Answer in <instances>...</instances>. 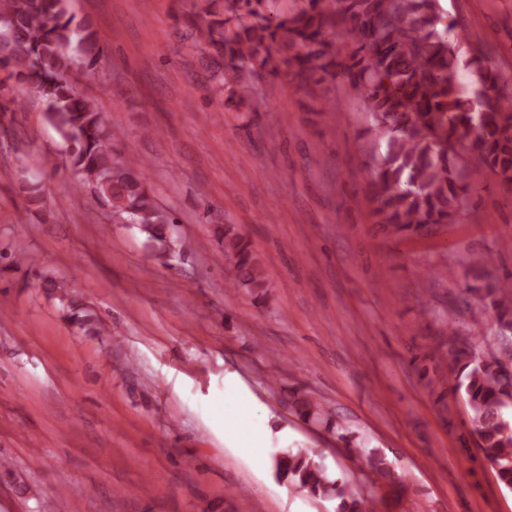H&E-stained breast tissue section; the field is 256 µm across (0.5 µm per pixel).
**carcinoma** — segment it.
I'll return each instance as SVG.
<instances>
[{
    "label": "carcinoma",
    "mask_w": 512,
    "mask_h": 512,
    "mask_svg": "<svg viewBox=\"0 0 512 512\" xmlns=\"http://www.w3.org/2000/svg\"><path fill=\"white\" fill-rule=\"evenodd\" d=\"M0 38L11 44L0 70L35 83L48 102L47 120L69 141L66 165L79 172V189L107 178L119 196L117 215L137 224L148 239L167 243L176 223L151 188L133 177L146 160L119 148L122 131L104 122L96 102L79 95L73 71L89 79L100 52L96 32L74 23L65 0H0ZM438 0H216L193 21L199 47L223 60L222 79L236 89L224 101L239 108L258 71L283 74L288 83L311 86L341 80L364 100L387 138V150L371 182L369 204L379 223L394 232L416 231L457 220L468 186L450 154L467 142L471 161L502 183H512V79L485 64L482 51L465 61L472 81L455 82L459 43L440 27ZM340 39L345 48L334 47ZM224 253L239 271L237 283L257 299L267 294L264 267L249 239L227 224ZM511 280L486 281L468 291L512 326ZM436 368L454 378L470 410L478 450L512 488V424L503 409L512 405V375L482 361L472 342L455 330L436 348ZM304 418L321 415L322 405L291 397ZM277 472L315 496L339 500V512H378L365 496L332 480L316 454L300 450L277 460Z\"/></svg>",
    "instance_id": "1"
}]
</instances>
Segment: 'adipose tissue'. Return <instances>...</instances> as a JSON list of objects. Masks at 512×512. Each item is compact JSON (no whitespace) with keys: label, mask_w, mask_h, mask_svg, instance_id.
<instances>
[{"label":"adipose tissue","mask_w":512,"mask_h":512,"mask_svg":"<svg viewBox=\"0 0 512 512\" xmlns=\"http://www.w3.org/2000/svg\"><path fill=\"white\" fill-rule=\"evenodd\" d=\"M224 418L234 424L230 438L239 442L253 456L261 458L271 439L268 422L233 380L224 382Z\"/></svg>","instance_id":"obj_1"}]
</instances>
